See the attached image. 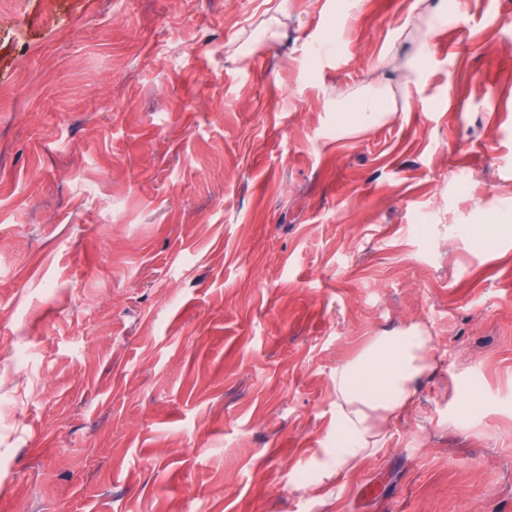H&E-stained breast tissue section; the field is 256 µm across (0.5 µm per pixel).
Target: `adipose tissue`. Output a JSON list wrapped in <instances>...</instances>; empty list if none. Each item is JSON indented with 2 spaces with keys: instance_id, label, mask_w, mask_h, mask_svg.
<instances>
[{
  "instance_id": "obj_1",
  "label": "adipose tissue",
  "mask_w": 512,
  "mask_h": 512,
  "mask_svg": "<svg viewBox=\"0 0 512 512\" xmlns=\"http://www.w3.org/2000/svg\"><path fill=\"white\" fill-rule=\"evenodd\" d=\"M432 339L421 326L373 337L354 359L331 374L336 445L319 449V475L310 485L318 498L344 489L363 462L383 447L394 419L414 407L423 376L433 369Z\"/></svg>"
}]
</instances>
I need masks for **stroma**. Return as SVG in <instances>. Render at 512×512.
<instances>
[{"label": "stroma", "instance_id": "obj_1", "mask_svg": "<svg viewBox=\"0 0 512 512\" xmlns=\"http://www.w3.org/2000/svg\"><path fill=\"white\" fill-rule=\"evenodd\" d=\"M464 2L0 0V512H512V0ZM413 324L314 499L332 370ZM393 88L388 83L368 84L353 98L349 112H359L365 121L373 119L380 112H394ZM432 336L421 326L374 336L354 359L331 374L336 448L318 449V478L309 488L324 499L341 492L363 462L383 447L394 419L414 407L423 376L434 368Z\"/></svg>", "mask_w": 512, "mask_h": 512}]
</instances>
